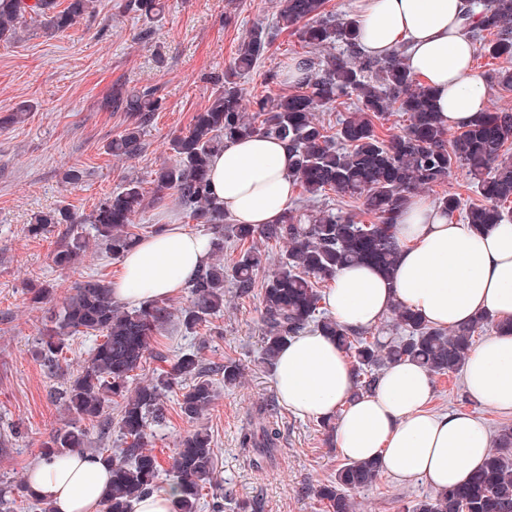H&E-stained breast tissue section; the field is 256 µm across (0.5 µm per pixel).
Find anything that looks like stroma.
I'll return each mask as SVG.
<instances>
[{"label": "stroma", "instance_id": "1", "mask_svg": "<svg viewBox=\"0 0 512 512\" xmlns=\"http://www.w3.org/2000/svg\"><path fill=\"white\" fill-rule=\"evenodd\" d=\"M125 2L97 0L92 17L52 37L24 22L15 39L0 41V440L8 442L0 451V488L20 484L49 432L73 424L58 394L94 346L91 337L73 336L60 369L47 368L36 350L48 306L33 302L34 290L50 289L57 302L82 276L97 273L109 281L119 276L120 258L102 254L91 243L87 218L127 180L150 182L153 171L170 158V139L208 106L211 75L224 73L255 25L272 28L276 13V0H165L162 22L147 25L125 9ZM273 38L266 56L240 79L246 100L294 90L283 76L306 45L284 31H274ZM121 85L155 88L161 99L145 129V148L133 159L114 157L107 149L130 122L127 113L102 106ZM20 105L30 108L25 121L9 123L8 115ZM71 168L83 173L74 185L64 180ZM291 205L372 221L360 200L334 191L313 197L299 188ZM57 208L74 214L76 223L34 228L35 215ZM135 222L144 238L161 224L207 232L206 225L187 217L171 191L162 206H146ZM77 232L89 240L84 256L72 269L56 267L55 253ZM257 247L266 260L255 275V290L239 298L233 285L225 284L223 311L194 332H185L177 317L190 300L188 289L167 297L173 315L153 337L135 381L147 383L170 370L179 351L191 350L213 369L215 398L197 420H187L179 403L188 384L177 383L163 398L165 420L156 426L150 449L162 467L159 480L167 485L180 437L207 431L216 454L215 478L226 493L224 512H239L243 502L257 504L260 512H327L312 489L332 479L344 458L321 421L278 404L273 371L261 359L260 289L285 246L261 240ZM228 360L244 369L241 383L233 387L216 373ZM432 387V411L470 412L494 437L512 428V414L469 399L463 375L433 378ZM266 403L277 406L281 435L273 457L258 464L252 452L241 448L240 438L251 429L256 407ZM433 492L423 479L401 483L384 474L355 491L354 498L358 512H398L399 505Z\"/></svg>", "mask_w": 512, "mask_h": 512}]
</instances>
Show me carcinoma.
<instances>
[{
  "instance_id": "carcinoma-1",
  "label": "carcinoma",
  "mask_w": 512,
  "mask_h": 512,
  "mask_svg": "<svg viewBox=\"0 0 512 512\" xmlns=\"http://www.w3.org/2000/svg\"><path fill=\"white\" fill-rule=\"evenodd\" d=\"M147 24L162 19V0H131ZM276 27L292 30L314 52L300 56L306 76L296 83L300 93L261 96L253 101V112L243 106L238 82L270 50L272 42L263 26L254 27L238 49L232 66L214 80L211 103L195 113L189 129L169 141L173 160L152 174V202L167 190L174 191L189 218L209 225L213 259L189 284L190 304L181 310L185 330L192 331L224 308V282L230 280L236 294L246 297L255 285V272L262 254L254 246L224 267V238L241 243L259 237L288 243L285 259L262 288V359L273 366L283 345L310 329L336 337L352 363L354 395L376 389L383 367L411 360L432 376L460 372L472 350L475 334L491 327L512 330V320H496L480 314L472 321L445 330L429 325L411 309L394 307L395 325L403 335L386 340L367 332H351L322 312L319 284L333 279L346 265L372 264L390 278L399 255L396 221L410 197L441 185L453 169H467L472 186L483 204L466 210L465 220L475 231L488 224L512 219V156L504 146L512 140L511 112H483L463 127L453 140L436 116L430 88L417 82L405 64V50L385 58H371L359 50V34L353 19H341L326 11V0H277ZM480 11L470 30L485 40L488 53L512 61V0H480ZM96 0H68L60 9L55 0H0V40L16 37L24 18L37 23L47 35L64 32L87 15L95 13ZM490 85L512 87V69L500 67L485 74ZM342 97H354L359 107L342 120L336 134L314 117L320 107ZM103 107L128 112L134 121L108 144L114 156L132 158L143 148L144 128L161 107L152 87L120 86ZM409 114L410 124L400 134L385 139L375 121L387 113ZM265 134L288 145L295 159L294 176L310 194L328 190L362 200L364 210L374 215L373 224H359L350 217L305 210H287L277 224L254 227L224 224V210L209 193L207 175L213 155L237 138ZM146 207L142 182L129 180L118 191L102 198L89 218L95 242L105 253L120 256L138 241L135 217ZM78 218L60 210L44 212L34 224H77ZM86 242L78 234L53 258L56 266L72 268L84 252ZM172 316L170 308L155 301L129 310L112 297V286L89 275L72 286L70 294L48 309L47 325L38 337V355L50 368L60 367L67 340L76 334L93 336L95 346L80 370L69 377L60 400L74 417L106 427L103 417L112 400L120 399L121 447L96 449V455L112 468V485L102 512H129L135 498L157 489L160 470L151 453V426L164 419L163 393L178 380L196 378L184 394L180 411L197 419L214 400L213 385L203 379L205 370L195 352L176 356L171 371L151 383L131 388L133 372L140 368L151 339ZM243 367L224 362V385L241 382ZM256 428L243 433L240 443L269 458L280 439L274 406L255 411ZM86 450V431L76 426L56 429L42 443V455L63 458ZM174 485L179 489L178 512H197L203 491L216 486L215 453L209 434L196 431L181 438L170 462ZM380 467L372 462H344L334 479L319 485L314 494L326 503L328 512H356L351 492L372 485ZM27 501L35 512H54L52 503L35 497L21 483L0 489V512H11L16 497ZM401 512H512V432L500 434L483 466L461 486L438 491Z\"/></svg>"
}]
</instances>
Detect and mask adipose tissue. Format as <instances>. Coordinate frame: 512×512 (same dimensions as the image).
<instances>
[{
  "mask_svg": "<svg viewBox=\"0 0 512 512\" xmlns=\"http://www.w3.org/2000/svg\"><path fill=\"white\" fill-rule=\"evenodd\" d=\"M473 0H365L360 50L384 57L405 48L412 74L436 93L438 115L457 128L487 102L472 68L466 24ZM292 158L279 141L255 135L226 144L210 163V186L237 224H274L287 211L295 182ZM400 254L393 280L363 265L340 269L323 303L351 330L377 324L400 302L430 325L448 327L487 312L512 318V223L475 232L430 198L413 196L397 221ZM208 238L177 226L140 240L112 284L115 298L135 305L184 288L209 260ZM465 387L474 401L512 413V333L486 337L468 356ZM351 365L332 337L306 331L279 354V402L303 418L338 416L336 446L353 461L375 460L395 479H424L435 489L463 483L492 446L485 425L464 411L432 412L431 377L418 364L387 368L371 395L351 400ZM28 483L55 512H101L110 474L95 455L34 462Z\"/></svg>",
  "mask_w": 512,
  "mask_h": 512,
  "instance_id": "obj_1",
  "label": "adipose tissue"
}]
</instances>
